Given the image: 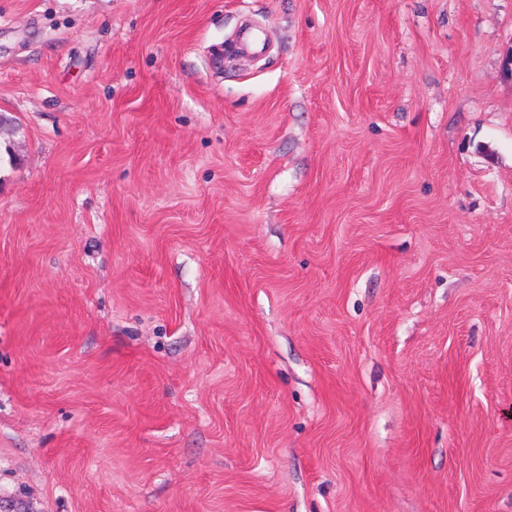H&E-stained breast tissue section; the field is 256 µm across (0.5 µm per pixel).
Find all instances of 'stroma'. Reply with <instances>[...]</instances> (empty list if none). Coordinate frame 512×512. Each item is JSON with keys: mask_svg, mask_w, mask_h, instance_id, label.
Masks as SVG:
<instances>
[{"mask_svg": "<svg viewBox=\"0 0 512 512\" xmlns=\"http://www.w3.org/2000/svg\"><path fill=\"white\" fill-rule=\"evenodd\" d=\"M511 55L512 0H0V505L512 512Z\"/></svg>", "mask_w": 512, "mask_h": 512, "instance_id": "obj_1", "label": "stroma"}]
</instances>
